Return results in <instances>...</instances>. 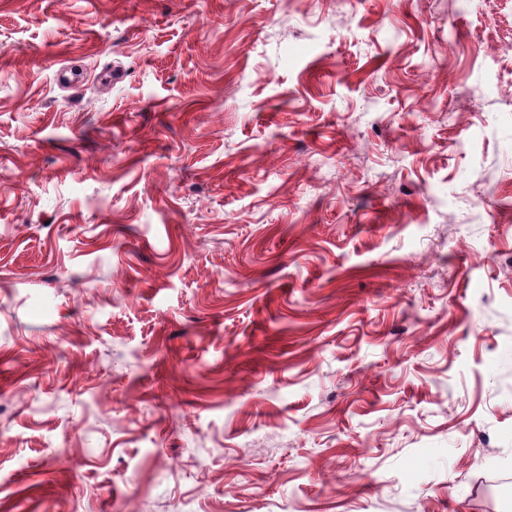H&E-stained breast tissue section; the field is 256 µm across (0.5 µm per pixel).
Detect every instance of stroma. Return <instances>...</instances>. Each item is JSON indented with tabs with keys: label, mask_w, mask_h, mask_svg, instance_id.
Instances as JSON below:
<instances>
[{
	"label": "stroma",
	"mask_w": 512,
	"mask_h": 512,
	"mask_svg": "<svg viewBox=\"0 0 512 512\" xmlns=\"http://www.w3.org/2000/svg\"><path fill=\"white\" fill-rule=\"evenodd\" d=\"M0 512H512V0H0Z\"/></svg>",
	"instance_id": "1"
}]
</instances>
